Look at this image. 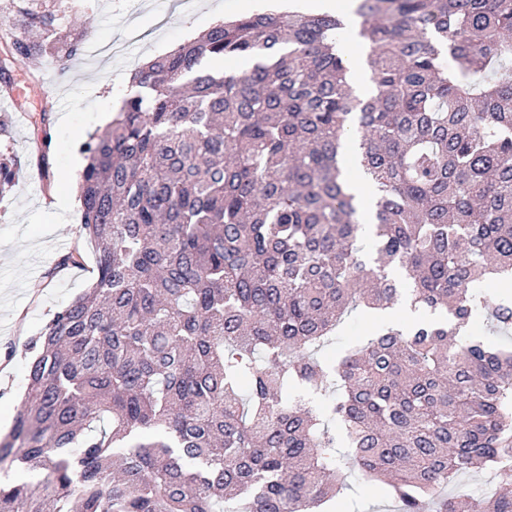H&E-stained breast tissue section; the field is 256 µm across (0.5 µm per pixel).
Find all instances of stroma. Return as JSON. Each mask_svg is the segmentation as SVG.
Here are the masks:
<instances>
[{
    "instance_id": "1",
    "label": "stroma",
    "mask_w": 512,
    "mask_h": 512,
    "mask_svg": "<svg viewBox=\"0 0 512 512\" xmlns=\"http://www.w3.org/2000/svg\"><path fill=\"white\" fill-rule=\"evenodd\" d=\"M61 32L88 31L67 67L36 59L11 77L18 99L0 97V153L19 161L15 185L0 200V428L21 403L32 340L61 307L89 288L92 245L81 222L75 161L86 135L104 129L103 100L121 102L126 77L145 61L198 36L224 18L255 13V0H37ZM46 123H39V116ZM47 154L49 170L38 165ZM82 265H62L73 249ZM347 500L337 512H394L396 501L347 469Z\"/></svg>"
}]
</instances>
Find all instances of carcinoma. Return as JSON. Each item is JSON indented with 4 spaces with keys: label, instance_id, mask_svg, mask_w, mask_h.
<instances>
[{
    "label": "carcinoma",
    "instance_id": "1",
    "mask_svg": "<svg viewBox=\"0 0 512 512\" xmlns=\"http://www.w3.org/2000/svg\"><path fill=\"white\" fill-rule=\"evenodd\" d=\"M0 81L57 47L18 6ZM372 91L356 93L329 14L219 21L134 72L79 144L90 288L33 341L0 463V512H322L341 460L397 512H512V351L466 334L512 298V0H358ZM450 57L452 67L444 65ZM245 58L247 70L206 68ZM360 142L365 248L339 157ZM16 163L0 161V196ZM438 318L383 325L328 364L342 318L398 297ZM330 393L325 416L298 389ZM476 468L498 489L444 494Z\"/></svg>",
    "mask_w": 512,
    "mask_h": 512
}]
</instances>
